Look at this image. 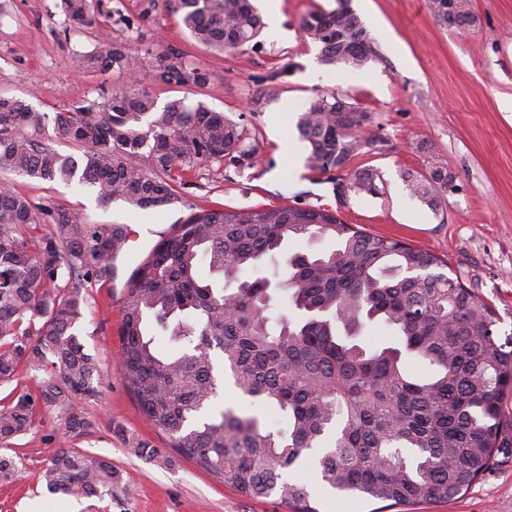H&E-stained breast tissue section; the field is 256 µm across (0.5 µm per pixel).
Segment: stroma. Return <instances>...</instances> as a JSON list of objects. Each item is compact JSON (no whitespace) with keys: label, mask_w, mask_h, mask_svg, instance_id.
Instances as JSON below:
<instances>
[{"label":"stroma","mask_w":512,"mask_h":512,"mask_svg":"<svg viewBox=\"0 0 512 512\" xmlns=\"http://www.w3.org/2000/svg\"><path fill=\"white\" fill-rule=\"evenodd\" d=\"M266 26L254 49L215 54L196 44L170 0H101L91 24L65 16L61 0H0V95L52 113L99 103L124 77L81 73L79 56L122 43L153 50L140 79L158 105L181 89L154 84L153 69L173 51L209 70L206 88L191 94L245 128L248 155L242 165L212 164L183 172L181 202L139 209L122 202L104 207L92 188L16 179L37 213L65 208L94 224H124L148 232L144 249L116 260L113 280L94 282L84 294L81 340L108 377L78 409L93 424L86 436L65 430L59 411L39 407L35 425L16 445V475L0 482V512H290L278 497L251 498L173 453L146 420L116 363L125 282L158 232L192 211L298 206L321 208L367 232L405 241L447 261L451 273L496 313L499 337L512 335V0H469L473 22L448 27L429 0H352L373 42L365 66H327L320 48L306 38L300 20L310 11L336 7V0H255ZM334 90L366 116L374 146L351 157L343 170L321 172L306 160L296 122L310 98ZM292 143L300 155L283 154ZM440 169L453 177L438 207L421 202L406 173ZM377 174L379 194L350 190L357 172ZM258 416L266 428L285 420L265 402L241 393L225 379L214 399ZM147 444L169 456L166 464L133 453ZM67 447L109 459L125 483L111 495L76 499L47 492L43 471L52 449ZM311 492L319 512H375L380 503L335 493L320 484L310 465L293 470ZM387 512H512V458L481 476L449 501L388 508Z\"/></svg>","instance_id":"35a3bbf8"}]
</instances>
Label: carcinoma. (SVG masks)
<instances>
[{"mask_svg": "<svg viewBox=\"0 0 512 512\" xmlns=\"http://www.w3.org/2000/svg\"><path fill=\"white\" fill-rule=\"evenodd\" d=\"M351 0L302 17L303 34L320 47L327 66L362 67L373 57L370 37ZM191 37L224 52L258 46L263 18L252 0H175ZM66 17L89 24L100 0H62ZM452 28L472 22L467 0H429ZM149 48L114 44L78 60L82 72L130 75L146 68ZM155 73L157 82L188 91L205 87L206 70L181 55ZM81 148L63 154L37 138L47 123ZM364 113L335 92L310 98L296 122L309 143L308 165L344 168L374 142L352 131ZM244 129L188 96L157 108L138 80L112 90L102 105L72 106L48 115L0 96V172L46 182H78L103 205L121 201L147 209L181 201L172 173L237 163ZM145 158L143 166L139 159ZM427 206L452 186L448 173H406ZM350 187L379 193L369 171ZM53 231L36 238L41 219L28 197L0 185V383L23 363L42 366L40 393L16 395L0 408V480L10 479L13 440L31 430L38 405L57 408L78 435L92 423L77 404L103 376L78 333L86 285L114 274L123 251V224H92L60 209ZM331 238L336 248L309 256L288 253L289 241ZM279 254L277 281L256 275ZM207 261L210 280L200 278ZM448 263L405 242L345 224L327 210L282 206L235 212L201 210L162 238L126 283L120 330V372L140 410L170 448L247 497L276 495L298 512H318L308 486L284 474L319 446L317 477L330 489L392 506L459 495L497 461L512 456V419L502 412L512 386V340L498 343L492 310L445 272ZM65 285H60V282ZM283 294L293 314L272 305ZM378 323L399 337L371 348L363 332ZM179 344L162 354L155 336ZM432 367L413 377L407 361ZM230 372L245 395L285 415L275 433L232 409L210 413ZM408 449L409 462L402 456ZM43 479L51 494L100 498L120 487L108 459L56 448Z\"/></svg>", "mask_w": 512, "mask_h": 512, "instance_id": "carcinoma-1", "label": "carcinoma"}]
</instances>
